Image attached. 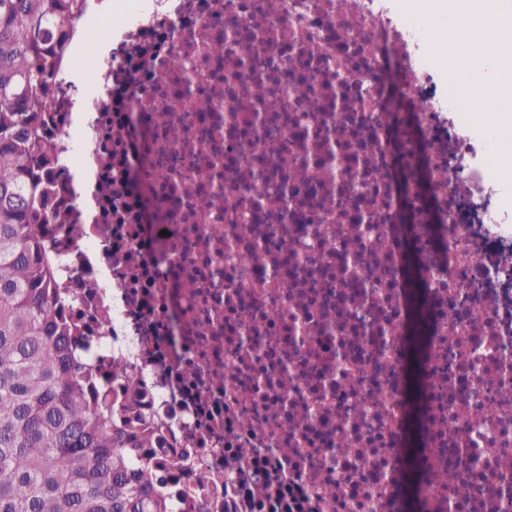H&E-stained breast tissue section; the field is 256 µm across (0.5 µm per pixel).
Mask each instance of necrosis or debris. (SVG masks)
<instances>
[{"instance_id":"1","label":"necrosis or debris","mask_w":512,"mask_h":512,"mask_svg":"<svg viewBox=\"0 0 512 512\" xmlns=\"http://www.w3.org/2000/svg\"><path fill=\"white\" fill-rule=\"evenodd\" d=\"M386 49L433 164L454 171L437 186L448 262L431 290L424 498L512 512L499 482L512 477V287L498 262L512 186L457 120L423 25L387 0H87L42 112L57 156L43 246L84 373L110 381L123 357L134 384L108 395L180 457L164 486L176 512H224L228 470L236 512L264 494L275 512H403V290L391 274L370 296L360 280L393 258L370 236L395 202L372 186L331 205L380 161ZM340 111L356 123L335 126ZM241 446L244 465L229 456ZM469 454L483 462L463 501L454 472Z\"/></svg>"}]
</instances>
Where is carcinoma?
<instances>
[{
  "instance_id": "obj_1",
  "label": "carcinoma",
  "mask_w": 512,
  "mask_h": 512,
  "mask_svg": "<svg viewBox=\"0 0 512 512\" xmlns=\"http://www.w3.org/2000/svg\"><path fill=\"white\" fill-rule=\"evenodd\" d=\"M85 2L0 0V512H174L157 489L152 428L82 375L33 208L39 171L54 162L38 112ZM391 231L413 255L404 277L418 319L446 235L431 224Z\"/></svg>"
}]
</instances>
